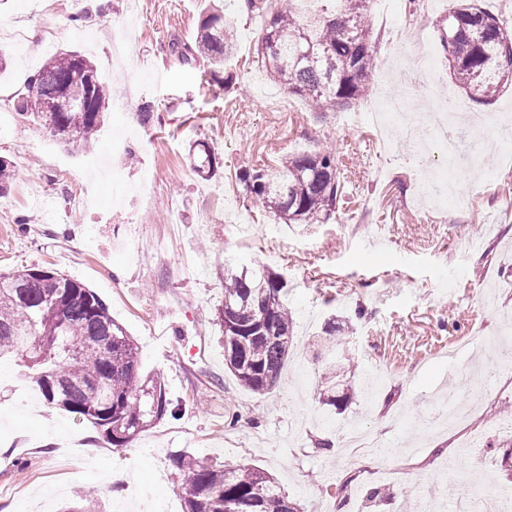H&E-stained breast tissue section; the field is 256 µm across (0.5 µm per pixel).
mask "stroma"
<instances>
[{"label": "stroma", "instance_id": "obj_1", "mask_svg": "<svg viewBox=\"0 0 512 512\" xmlns=\"http://www.w3.org/2000/svg\"><path fill=\"white\" fill-rule=\"evenodd\" d=\"M458 0H388L368 22L380 51L363 113L381 98L408 112L434 107L451 92L465 112L512 114V83L491 100L472 98L454 80L441 45ZM208 0H0V29L19 28L21 43L0 39L9 68L0 73V156L16 175L0 195V272L51 268L89 288L109 307L138 349L142 373L162 374L179 407L124 448L107 444L89 423L29 397L28 368L0 361V512H25L24 497L59 512L86 489L113 508L127 499L124 471L156 507L182 504L173 459L191 454L256 466L270 474L301 512H334L347 484V512H383L370 490L390 489L400 512L437 502L455 512L472 483V457L461 450L485 420L512 422V370L481 387L496 351L470 347L472 336L512 337V161L481 131V172L449 165L445 142L467 124L440 129L435 147L417 150L398 132L377 141L363 120L310 111L253 65L261 34L241 0H224L236 19V50L226 71L234 87L204 84L198 65L174 46L194 45ZM135 22L120 66L112 64L109 23ZM53 47L85 52L113 90L89 148L58 142L18 116L13 102ZM154 118L142 124L140 109ZM127 139L112 157L108 137ZM208 143L221 173L204 180L188 151ZM331 149L346 184L344 204L326 224L288 227L248 200L237 172L294 152ZM463 176L473 198L463 208H422L420 179ZM93 181L102 200H73V182ZM263 265L286 283L295 344L275 387L255 395L224 364L214 308L224 297L225 260ZM363 308L354 333L325 348L329 317ZM346 358L354 391L347 407L321 406L319 382L330 358ZM458 388L449 399L445 386ZM461 418L449 425L448 401ZM238 413L237 426L226 423ZM348 426L377 433L393 459L365 468L344 447Z\"/></svg>", "mask_w": 512, "mask_h": 512}]
</instances>
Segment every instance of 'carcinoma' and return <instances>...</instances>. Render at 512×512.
I'll return each mask as SVG.
<instances>
[{
    "label": "carcinoma",
    "mask_w": 512,
    "mask_h": 512,
    "mask_svg": "<svg viewBox=\"0 0 512 512\" xmlns=\"http://www.w3.org/2000/svg\"><path fill=\"white\" fill-rule=\"evenodd\" d=\"M261 18L253 63L288 93L304 98L314 112L348 107L368 89L376 68L366 0H335L334 11L302 14L297 0H245ZM235 47L234 19L211 9L200 20L195 48L172 47L182 61L202 58L205 82L226 86L224 63ZM444 50L455 81L478 100H489L512 81V29L472 3L448 16ZM80 100L83 108L47 118L42 99ZM112 91L96 65L77 50L54 53L14 102L17 114L43 126L72 146L95 141ZM193 169L202 178L217 163L200 143ZM15 176L13 162L0 157V192ZM246 196L286 224H326L336 214L343 184L336 155L327 150L289 154L274 168L241 171ZM227 369L244 389L270 391L293 344L294 319L284 285L267 268L224 269V299L215 307ZM13 357L33 370L31 384L51 408L74 414L100 431L115 448L132 443L165 416H175L159 376H142L137 348L107 305L81 282L57 271L22 268L0 273V359ZM344 364L331 361L319 392L322 404L340 409L348 401ZM184 512H298L273 478L259 468L216 465L180 455ZM84 491L63 512H96Z\"/></svg>",
    "instance_id": "cac0c4a2"
}]
</instances>
